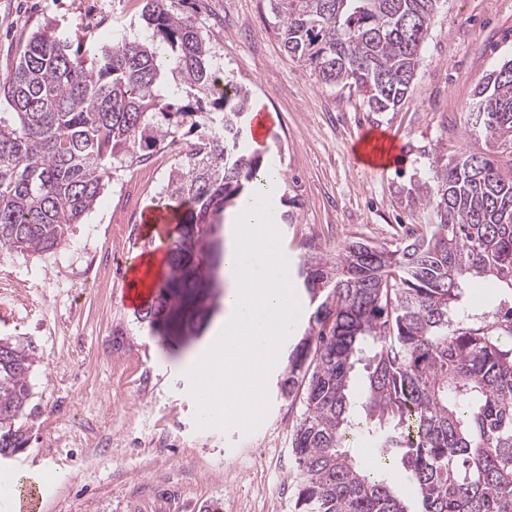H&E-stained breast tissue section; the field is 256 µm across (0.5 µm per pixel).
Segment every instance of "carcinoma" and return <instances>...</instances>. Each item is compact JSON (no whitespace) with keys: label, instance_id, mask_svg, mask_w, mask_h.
Listing matches in <instances>:
<instances>
[{"label":"carcinoma","instance_id":"obj_1","mask_svg":"<svg viewBox=\"0 0 512 512\" xmlns=\"http://www.w3.org/2000/svg\"><path fill=\"white\" fill-rule=\"evenodd\" d=\"M438 0H270L293 60L327 85L356 88L372 112L407 98ZM148 40L117 39L71 55L45 31L0 77V248L51 253L93 207L118 164L197 134L164 188L179 209L170 272L138 313L155 334L198 332L219 287L197 246L263 166L249 150V93L223 94L190 15L146 0ZM469 134L512 148V58L475 89ZM424 232L394 249L352 242L297 268L315 305L288 356L281 395L300 404L291 435L292 512H409L386 473L398 465L421 512H512V176L490 157L434 161L415 185ZM500 283L493 308L469 311L467 288ZM363 374L357 375L356 365ZM29 350L0 339V457L27 443ZM373 444L376 464L349 451Z\"/></svg>","mask_w":512,"mask_h":512}]
</instances>
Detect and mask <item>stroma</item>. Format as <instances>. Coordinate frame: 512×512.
I'll list each match as a JSON object with an SVG mask.
<instances>
[{"instance_id":"35a3bbf8","label":"stroma","mask_w":512,"mask_h":512,"mask_svg":"<svg viewBox=\"0 0 512 512\" xmlns=\"http://www.w3.org/2000/svg\"><path fill=\"white\" fill-rule=\"evenodd\" d=\"M145 0H0V75L30 37L49 29L86 53L120 37L140 39ZM194 14L213 64L248 89L270 134L261 153L285 191L275 207L291 264L317 248L360 241L396 247L424 221L413 188L436 157L487 153L512 174V149L465 133L476 86L512 56V0H439L414 84L390 112L369 111L355 88L327 85L292 60L268 0H167ZM390 150L384 172L363 157L370 138ZM178 161L167 149L114 169L69 238L49 254L0 249V338L29 349L32 415L26 447L0 462L48 466L61 480L41 512H291L297 487L291 433L297 411L268 380L270 410L252 433L196 429L184 354L199 335L160 341L122 299L130 232L161 204Z\"/></svg>"}]
</instances>
